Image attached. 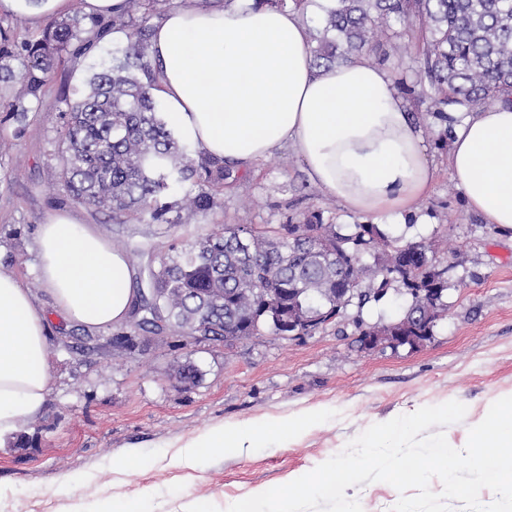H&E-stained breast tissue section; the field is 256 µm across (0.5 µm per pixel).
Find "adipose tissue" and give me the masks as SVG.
<instances>
[{
	"instance_id": "1",
	"label": "adipose tissue",
	"mask_w": 512,
	"mask_h": 512,
	"mask_svg": "<svg viewBox=\"0 0 512 512\" xmlns=\"http://www.w3.org/2000/svg\"><path fill=\"white\" fill-rule=\"evenodd\" d=\"M298 10L225 0L172 7L153 25L149 60L165 119L207 156L248 169L282 148L346 211L408 222L434 170L416 115L385 70L365 58L316 68ZM449 164L467 207L512 232V105L497 103L454 126ZM39 273L52 300L38 305L0 267V439L25 431L50 394L51 315L86 330L124 324L137 303L125 254L91 224L58 211L36 229ZM309 414L263 428L219 427L186 442L180 461L241 451L261 435L291 434Z\"/></svg>"
}]
</instances>
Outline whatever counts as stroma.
Masks as SVG:
<instances>
[{"instance_id":"obj_1","label":"stroma","mask_w":512,"mask_h":512,"mask_svg":"<svg viewBox=\"0 0 512 512\" xmlns=\"http://www.w3.org/2000/svg\"><path fill=\"white\" fill-rule=\"evenodd\" d=\"M92 57L64 55L30 122L15 136L0 104V264L48 305L39 281L36 227L60 209L96 225L123 252L161 247L221 231L224 225H268L318 210L328 224H357L282 150L225 185L221 207L195 223L173 227L107 213L71 200L57 181L63 89L80 87ZM434 179L418 204L421 221L407 238L449 256L447 316L424 345L363 348L348 308L343 326L283 338L263 333L232 344L197 343L185 336L113 344L114 329L91 334L52 317L51 387L43 415L23 439L0 445V512H94L112 499L141 501L147 512H188L209 503L214 512L254 491L284 485L341 452L369 426L450 400L463 403L462 421L445 427L448 443L465 447L472 426L491 404L512 396V234L495 232L468 210L452 178L447 151L430 146ZM446 254V253H445ZM86 336L93 352L68 345ZM198 371L193 385L178 370ZM319 413V422L287 438L238 453L214 452L183 465L174 448L220 426L259 425ZM137 456V471L123 469Z\"/></svg>"}]
</instances>
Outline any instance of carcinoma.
<instances>
[{
  "label": "carcinoma",
  "mask_w": 512,
  "mask_h": 512,
  "mask_svg": "<svg viewBox=\"0 0 512 512\" xmlns=\"http://www.w3.org/2000/svg\"><path fill=\"white\" fill-rule=\"evenodd\" d=\"M169 0H127L126 11L104 24L55 18L42 37L18 40L0 27V101L16 134L27 127L31 99L51 78L56 60L73 45L92 41L95 28L125 32L126 44L112 63L92 68L73 95H63L60 113L59 181L69 197L112 217L132 212L151 224H189L198 213L221 205L224 160L191 149L176 138L159 112L148 61L151 27ZM418 28L408 34L411 21ZM314 66L332 67L360 56L409 62L402 92L427 103L443 123L445 148L452 136L450 112L512 103V0H333L311 29ZM22 89L11 92L12 83ZM182 198L175 195L186 185ZM427 246L395 237L379 224H326L314 211L281 229L226 224L224 231L187 244L171 242L147 259V289H139L141 317L133 332L165 326L172 336H211L226 343L269 331L289 336L285 313L307 309L311 327L339 322L347 307L363 309L392 286L407 296L399 316L357 329L433 335L448 305L428 291L444 283L423 259ZM373 262L368 263L364 256Z\"/></svg>",
  "instance_id": "carcinoma-1"
}]
</instances>
